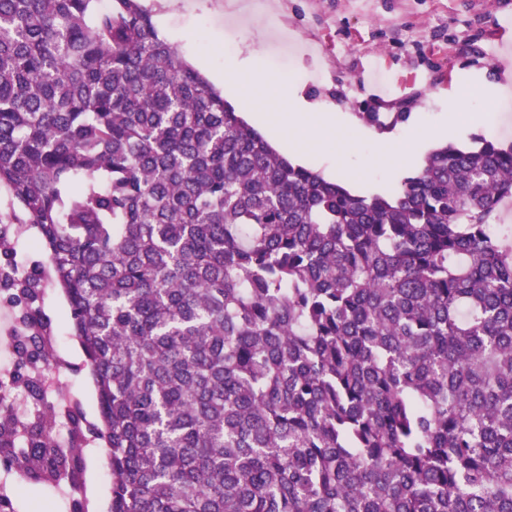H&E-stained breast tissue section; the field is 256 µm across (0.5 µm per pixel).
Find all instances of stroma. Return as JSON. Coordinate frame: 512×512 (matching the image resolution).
<instances>
[{
    "mask_svg": "<svg viewBox=\"0 0 512 512\" xmlns=\"http://www.w3.org/2000/svg\"><path fill=\"white\" fill-rule=\"evenodd\" d=\"M166 14L161 0H144L161 35L215 87L248 53L284 86L340 104L349 112L372 107L373 95L400 112L433 124L448 100L465 93L468 118L453 142L479 138L512 143V93L486 95L512 57V0H188ZM373 140L342 132L336 173L355 180V193L389 195L400 185L376 162ZM44 308L57 338L54 354L73 384L74 416L83 430L99 423L85 356L64 318L62 292L45 290ZM86 492L107 512L109 478L94 449H84Z\"/></svg>",
    "mask_w": 512,
    "mask_h": 512,
    "instance_id": "35a3bbf8",
    "label": "stroma"
}]
</instances>
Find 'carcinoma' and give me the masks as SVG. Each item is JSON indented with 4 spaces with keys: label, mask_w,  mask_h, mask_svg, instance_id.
I'll list each match as a JSON object with an SVG mask.
<instances>
[{
    "label": "carcinoma",
    "mask_w": 512,
    "mask_h": 512,
    "mask_svg": "<svg viewBox=\"0 0 512 512\" xmlns=\"http://www.w3.org/2000/svg\"><path fill=\"white\" fill-rule=\"evenodd\" d=\"M98 2L0 0V187L86 357L108 512H512V145L356 194L278 154L142 0ZM30 321L39 397L31 368L64 364ZM79 459L0 409V464L92 512Z\"/></svg>",
    "instance_id": "carcinoma-1"
}]
</instances>
